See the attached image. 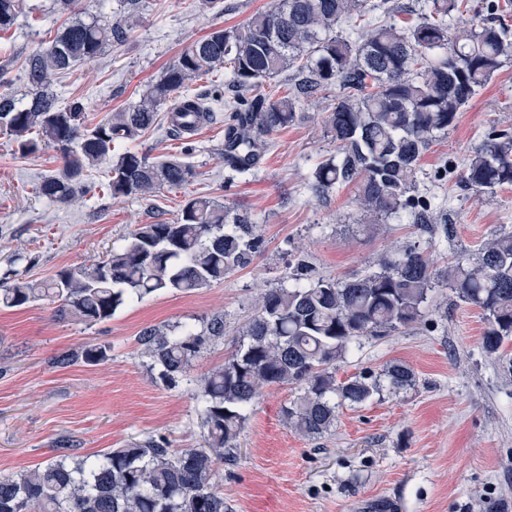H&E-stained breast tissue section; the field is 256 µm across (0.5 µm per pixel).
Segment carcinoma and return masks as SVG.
Returning <instances> with one entry per match:
<instances>
[{"mask_svg":"<svg viewBox=\"0 0 512 512\" xmlns=\"http://www.w3.org/2000/svg\"><path fill=\"white\" fill-rule=\"evenodd\" d=\"M125 6L127 15L112 25L79 9L78 0H54L53 9L66 22L49 45L26 57L31 98L0 95V133L12 137L17 153L33 154L42 144L60 151L62 168L38 187L40 196L56 204L72 202L84 188V171L101 163L110 164L113 197L147 198L190 182L195 170L188 163L151 162L136 151L115 149L155 128L164 106L180 136L211 121L204 98L185 91L223 72L235 89L224 101L230 113L224 132L228 167H256L274 133L295 123L304 104L335 90L325 127L336 155L315 168L313 191L326 195L353 184L357 208L370 221L405 216L436 224L432 202L413 194L420 157L512 57V0H489L486 15L462 27L453 21L463 15L466 0H423L414 12L398 0H271L244 25L186 43L139 102L87 129L80 105L60 108L52 84L134 29L139 0H125ZM21 7V0H0V32L13 28ZM344 24L356 38L339 34ZM284 73V96H248ZM461 185L478 196L512 186L511 132L492 130L481 139ZM261 246L244 216L194 197L176 222L139 224L121 248L98 260L0 288V305L45 299L56 304L61 318L101 322L133 298L208 288L250 265ZM441 280L460 301L484 312L483 349L500 356L512 340V233L487 242L476 259L461 255L441 272L423 252L407 247L382 259L378 270L345 282L319 278L270 288L257 298L237 348L202 379L207 447L174 450L149 440L88 461L60 444L44 465L0 478V512H224V495L213 482L216 467L224 450L235 447L245 410L262 390L301 386L283 419L299 434L315 437L334 427L337 398L356 405L385 386L415 388L416 375L402 362L339 385L332 369L362 337L421 323ZM222 337L224 318L215 316L200 332L190 325L148 327L138 342L161 368V378L173 383Z\"/></svg>","mask_w":512,"mask_h":512,"instance_id":"1","label":"carcinoma"}]
</instances>
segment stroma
I'll use <instances>...</instances> for the list:
<instances>
[{"mask_svg":"<svg viewBox=\"0 0 512 512\" xmlns=\"http://www.w3.org/2000/svg\"><path fill=\"white\" fill-rule=\"evenodd\" d=\"M13 29L0 35V94L21 98L26 56L50 40L65 18L52 0H24ZM269 0H222L199 9L198 0H141L140 23L126 40L109 44L94 61L57 77L61 106L81 103L86 126L140 100L182 46L212 30L236 27ZM335 92L304 106L301 120L279 131L257 170L224 166V105L210 104L213 121L174 137L167 123L134 144L150 159L175 156L194 166V180L153 196L107 194L105 165L85 173L88 191L59 205L38 196L37 185L62 164L45 146L29 156L0 134V283L43 279L121 247L138 224L175 222L184 201L207 197L248 213L262 248L246 268L189 293H158L126 303L95 324L62 320L49 302L0 308V476L41 466L64 440L82 458L107 448L154 439L170 448H195L207 430L196 394L200 379L223 364L261 290L293 283L298 260L315 277L338 281L377 270L382 258L416 245L435 269L460 255L476 256L485 242L512 232V187L482 197L462 189L472 149L493 129L512 130V61L482 87L448 134L436 138L416 175L419 195L446 217L447 232L419 224H379L362 233L356 192L345 186L320 196L310 183L316 166L335 155L325 117ZM434 308L416 327L362 340L333 373L344 382L364 370L403 362L417 376L414 389L374 395L339 408L336 425L304 437L283 421L297 398L293 385L270 387L247 411L233 458L216 472L224 512H369L390 496L401 512H512V373L482 347L481 311L447 288L432 295ZM224 318L223 339L195 359L173 384L141 352L149 326L202 328ZM89 345L106 356L85 362ZM73 362L55 366L56 357Z\"/></svg>","mask_w":512,"mask_h":512,"instance_id":"obj_1","label":"stroma"}]
</instances>
